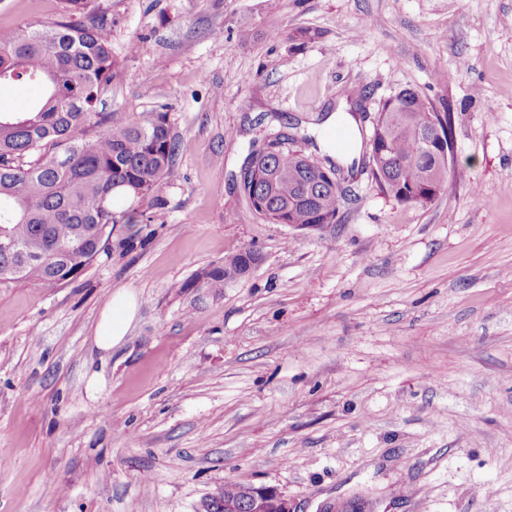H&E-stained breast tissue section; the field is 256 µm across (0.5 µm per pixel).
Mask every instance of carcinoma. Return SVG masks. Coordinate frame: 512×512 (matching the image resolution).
I'll list each match as a JSON object with an SVG mask.
<instances>
[{"instance_id":"carcinoma-1","label":"carcinoma","mask_w":512,"mask_h":512,"mask_svg":"<svg viewBox=\"0 0 512 512\" xmlns=\"http://www.w3.org/2000/svg\"><path fill=\"white\" fill-rule=\"evenodd\" d=\"M48 25L0 30V84L39 89L14 112H0V237L17 243L0 252V283L55 286L74 279L108 254L114 225L128 224L116 201L147 196L169 173L181 147L167 113L105 112L104 96L118 62L112 18L95 0H60ZM370 140L385 148L375 162L380 190L400 203L432 201L446 187L448 165L424 138L448 115L411 89L382 100ZM258 153L247 198L271 224H335L343 191L317 182L319 167L296 146ZM239 256L205 268L184 284L218 295L242 277Z\"/></svg>"}]
</instances>
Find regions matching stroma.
<instances>
[{
  "mask_svg": "<svg viewBox=\"0 0 512 512\" xmlns=\"http://www.w3.org/2000/svg\"><path fill=\"white\" fill-rule=\"evenodd\" d=\"M96 3L107 110L167 113L185 147L134 204L151 223L66 284L0 285V512H206L229 482L296 512H512V0ZM59 9L0 0V28ZM342 88L426 97L462 177L400 203L358 159L338 223L264 222L242 168L285 123L324 158ZM247 248L221 294L188 287ZM121 288L138 313L103 351ZM137 312L135 295L128 290H117L106 303L95 330L96 346L109 351L118 346L127 332Z\"/></svg>",
  "mask_w": 512,
  "mask_h": 512,
  "instance_id": "35a3bbf8",
  "label": "stroma"
}]
</instances>
